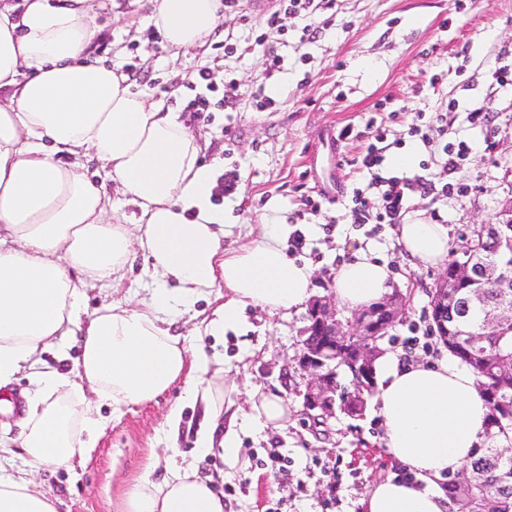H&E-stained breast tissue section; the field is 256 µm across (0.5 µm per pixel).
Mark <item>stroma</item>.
Masks as SVG:
<instances>
[{"instance_id": "obj_1", "label": "stroma", "mask_w": 512, "mask_h": 512, "mask_svg": "<svg viewBox=\"0 0 512 512\" xmlns=\"http://www.w3.org/2000/svg\"><path fill=\"white\" fill-rule=\"evenodd\" d=\"M89 4L99 29L91 58L118 66L138 89L163 94L165 108L179 113L203 145V161L217 162L219 177L235 180L236 191L223 199L234 241H247L259 224L288 225L285 243L314 266L318 297L332 295L343 262L371 249L406 300L385 349L415 361L444 358L425 317L439 268L408 261L394 225L355 223L353 209L360 195L377 206L373 174L396 176L390 156L415 145V174L452 189L445 196L413 195L409 210L447 225L449 250L465 245L480 225L500 220L512 199V90L493 73L512 69V0H335L312 39L293 17L284 34L267 32L265 19L279 0H241L203 47L181 53L165 47L146 20L147 8L129 0ZM271 51L281 58L273 71L266 64ZM203 68L212 72L211 109L190 112L186 106L197 94L190 78ZM232 86L238 102L229 109L223 97ZM472 107L489 116L486 126L467 122ZM439 114L444 134L419 146L410 127L420 116ZM346 128L351 134L344 139ZM378 131L386 137L387 160L371 172L362 159ZM461 141L470 152L447 174L442 149ZM307 315L250 307L248 347L232 339L214 344L233 365L239 402L256 386L288 401L286 426L241 436L245 463L220 486L233 512H363L375 484L408 474L383 447L374 410L360 420L337 415L324 427L306 415L309 379L296 356ZM182 395L177 381L152 400L123 407L121 415L102 406L106 427L82 461L34 472L58 512H120L123 495L150 459H192L202 414L182 405ZM177 406L181 423L174 429L168 416Z\"/></svg>"}]
</instances>
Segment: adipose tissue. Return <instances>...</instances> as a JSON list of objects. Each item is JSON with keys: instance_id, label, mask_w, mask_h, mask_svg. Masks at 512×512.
<instances>
[{"instance_id": "ef3b65f1", "label": "adipose tissue", "mask_w": 512, "mask_h": 512, "mask_svg": "<svg viewBox=\"0 0 512 512\" xmlns=\"http://www.w3.org/2000/svg\"><path fill=\"white\" fill-rule=\"evenodd\" d=\"M148 19L167 47L202 46L221 20L219 0H148ZM98 34L88 0H23L0 9V388L21 370L26 397L21 448L33 467L67 466L93 447L113 412L154 399L183 381L186 402L206 419L196 448H221L226 467L242 465L239 434L251 421L279 427L288 404L252 394L240 413L235 382L209 376L203 339L240 331L247 307L271 313L304 306L313 270L289 256L283 227L262 224L247 242L226 246L224 210L213 202L216 168L162 101L134 89L114 67L88 60ZM95 156L107 181L88 178ZM138 207L133 224L110 217L107 183ZM410 258L448 259V228L417 213L396 227ZM153 284L137 307L86 315L87 288L119 287L133 269ZM387 265L361 250L334 277L339 307L358 311L392 290ZM224 301L195 330L196 343L171 333V315L190 312L214 289ZM78 347L77 372L42 371L48 348ZM374 399L389 455L415 475L389 477L362 501L364 512H449L440 487L479 446L487 412L473 372L456 359L378 361ZM162 482L143 476L122 512H228L192 465L167 462ZM0 512H56L33 478L0 474Z\"/></svg>"}]
</instances>
